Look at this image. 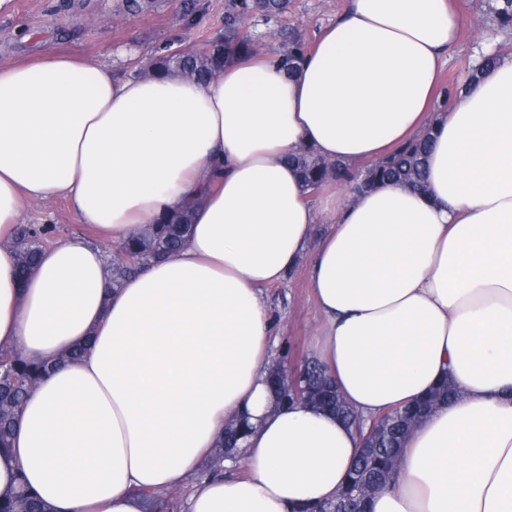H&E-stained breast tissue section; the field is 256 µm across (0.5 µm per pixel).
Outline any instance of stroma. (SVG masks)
Returning a JSON list of instances; mask_svg holds the SVG:
<instances>
[{"instance_id": "1", "label": "stroma", "mask_w": 512, "mask_h": 512, "mask_svg": "<svg viewBox=\"0 0 512 512\" xmlns=\"http://www.w3.org/2000/svg\"><path fill=\"white\" fill-rule=\"evenodd\" d=\"M465 18L456 52L442 74L446 88L460 86L488 39H496L499 53L512 52V30H501L488 0H455ZM225 0H149L137 14L126 13L122 0H9L0 10V65H33L54 53L97 64L119 67L129 50H136L140 65H147L158 49L173 51L201 44L224 26ZM347 0H292L280 23L299 29L308 41L332 23ZM22 221L45 229L52 240L81 232L63 201L31 202ZM265 300L276 320L274 355L286 371L315 355L320 315L303 267H296L279 284L265 288Z\"/></svg>"}]
</instances>
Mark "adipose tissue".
I'll return each mask as SVG.
<instances>
[{
    "label": "adipose tissue",
    "instance_id": "obj_1",
    "mask_svg": "<svg viewBox=\"0 0 512 512\" xmlns=\"http://www.w3.org/2000/svg\"><path fill=\"white\" fill-rule=\"evenodd\" d=\"M461 25L450 0H349L295 73L265 53L206 83L67 55L0 66V347L53 366L0 451V494L26 482L51 512H144L138 490L183 487V512L333 499L358 433L267 385L263 290L302 263L317 360L356 414L444 377L459 391L410 433L370 512H512V55L438 109ZM427 129L420 190L316 206L287 161L354 168ZM58 199L90 233L18 280L22 203ZM185 205L184 245L113 286L103 244ZM241 417L244 474L200 476Z\"/></svg>",
    "mask_w": 512,
    "mask_h": 512
}]
</instances>
